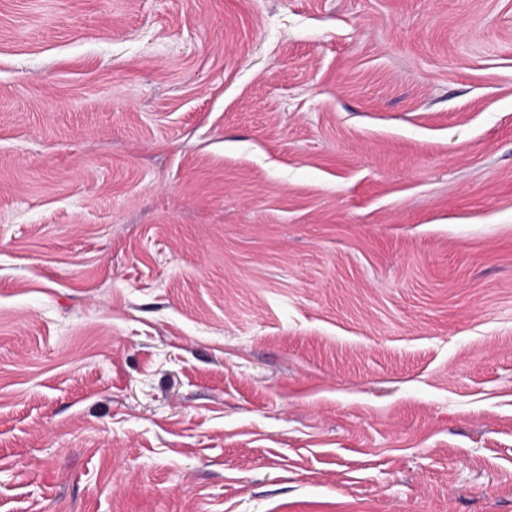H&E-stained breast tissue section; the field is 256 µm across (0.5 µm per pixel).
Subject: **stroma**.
Here are the masks:
<instances>
[{
    "mask_svg": "<svg viewBox=\"0 0 512 512\" xmlns=\"http://www.w3.org/2000/svg\"><path fill=\"white\" fill-rule=\"evenodd\" d=\"M0 512H512V0H0Z\"/></svg>",
    "mask_w": 512,
    "mask_h": 512,
    "instance_id": "35a3bbf8",
    "label": "stroma"
}]
</instances>
